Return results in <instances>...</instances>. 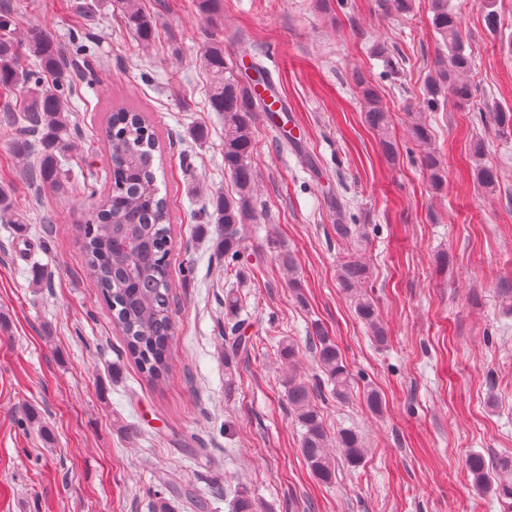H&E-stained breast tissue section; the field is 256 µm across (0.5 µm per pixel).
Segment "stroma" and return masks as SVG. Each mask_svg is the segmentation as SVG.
<instances>
[{
    "label": "stroma",
    "instance_id": "obj_1",
    "mask_svg": "<svg viewBox=\"0 0 512 512\" xmlns=\"http://www.w3.org/2000/svg\"><path fill=\"white\" fill-rule=\"evenodd\" d=\"M0 0L14 38L38 28L71 55L70 112L60 185L30 181L15 129L0 115V512H230L248 491L256 512H512L477 489L476 453L512 457V133L487 119L512 111V0L489 27L478 0H451L473 59L472 102L422 106L437 53L430 0H223L208 22L198 0H140L151 43L126 26L120 0ZM241 55L234 78L261 66L288 104L293 139L254 127L255 215L241 226L244 261L226 269L211 194L233 190L224 169V116L207 102L209 42ZM388 110L396 159L364 120L356 80ZM154 125L172 215L170 368L154 385L138 370L111 312L80 263L77 232L109 182L99 137L111 107ZM432 130L445 181L433 189L410 134L409 110ZM205 126L206 142L192 128ZM499 185L488 194L471 155ZM363 229L336 233L337 221ZM290 253L287 270L281 253ZM369 267L387 340L379 344L339 287L337 269ZM297 288H289V280ZM240 300L236 317L227 292ZM238 324L247 352L224 355ZM321 326L355 378L349 398L318 406L329 436L358 430V466L337 460L318 480L300 453L289 373L320 378L308 338ZM293 338V364L277 355ZM377 391L381 413L363 398ZM482 144L477 143L474 146L472 157L475 163V171L477 180L485 190L486 193L493 194L498 186V177L497 172L490 167H486L481 164V156H482Z\"/></svg>",
    "mask_w": 512,
    "mask_h": 512
}]
</instances>
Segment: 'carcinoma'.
<instances>
[{
  "label": "carcinoma",
  "mask_w": 512,
  "mask_h": 512,
  "mask_svg": "<svg viewBox=\"0 0 512 512\" xmlns=\"http://www.w3.org/2000/svg\"><path fill=\"white\" fill-rule=\"evenodd\" d=\"M124 18L140 41L155 34V21L138 0H124ZM431 24L442 49L436 54L425 83L424 102L430 107L444 98L466 106L474 97L472 83L465 79L472 59L466 53L460 23L449 0H432ZM13 25L12 16L0 14V86L21 88L22 125L17 151H27L25 135H41L43 158L31 175L40 182L57 183L56 152L65 141L67 123L61 83L47 86L42 75L61 80L67 60L48 34L35 31L27 41H15L5 34ZM209 75L208 99L213 111L224 113V170L234 182L235 192L211 200L212 217L224 225V264L235 267L240 259V225L252 210L256 175L250 163L256 113L262 110L247 87L224 75V45L210 43L203 56ZM367 103L365 122L376 132L382 151L395 156L396 145L389 131V116L379 103L372 85L359 82ZM109 157L111 186L96 210L81 227L82 264L96 283L112 312L114 326L124 336L126 350L149 380L160 382L168 371L169 343L174 334L171 311L170 237L171 212L167 198L159 196L156 171L162 161L156 133L144 113L118 106L111 111L102 137ZM482 144L474 146L472 157L477 180L492 194L498 186L497 172L481 164ZM429 173L432 186L444 183L438 157L426 151L420 159ZM368 267L359 259L344 262L337 281L353 300L357 317L369 328L373 338L386 340L373 298L363 290ZM318 357L324 383L332 386L336 398L348 396L352 374L344 364L336 342L318 327L309 337ZM319 385L288 374V405L302 428L300 450L312 474L323 482L335 474V461L329 453L330 439L317 405ZM336 448L350 464L357 465L365 448L356 430L346 428L336 435ZM476 487L491 484L497 477L496 492L512 500V459L501 458L487 464L479 454L467 459Z\"/></svg>",
  "instance_id": "1"
}]
</instances>
